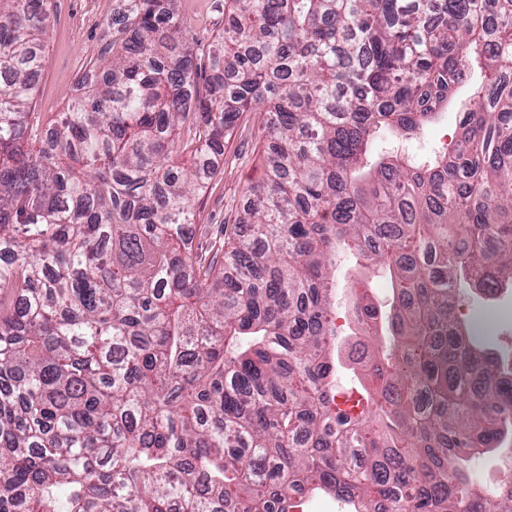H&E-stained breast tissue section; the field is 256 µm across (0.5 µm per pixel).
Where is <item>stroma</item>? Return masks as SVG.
Wrapping results in <instances>:
<instances>
[{"label":"stroma","instance_id":"35a3bbf8","mask_svg":"<svg viewBox=\"0 0 512 512\" xmlns=\"http://www.w3.org/2000/svg\"><path fill=\"white\" fill-rule=\"evenodd\" d=\"M115 5V0H53L36 111H64L76 77L112 39ZM177 5L184 21L182 36L197 54H206L218 30L232 25L224 15V0H177ZM263 120L257 112L243 114L224 141L217 175L195 199V222L209 225L211 234H220L224 225L235 223L247 203L246 188L266 178ZM458 137L459 114L448 109L402 146L422 154L455 143Z\"/></svg>","mask_w":512,"mask_h":512}]
</instances>
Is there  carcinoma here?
<instances>
[{"instance_id":"obj_1","label":"carcinoma","mask_w":512,"mask_h":512,"mask_svg":"<svg viewBox=\"0 0 512 512\" xmlns=\"http://www.w3.org/2000/svg\"><path fill=\"white\" fill-rule=\"evenodd\" d=\"M117 0L67 111H32L52 0H0V512H512L462 448L512 447V356L455 317L512 288V0ZM450 152L375 151L471 74ZM204 81L199 89L198 80ZM245 112L266 180L195 253L193 197ZM366 410L334 407L337 259ZM184 26L181 36L201 57L207 53L218 30L230 28L232 21L224 17V0H177ZM299 509L303 512H347L349 506L337 500L332 493L320 491L311 493ZM299 509L294 512H301Z\"/></svg>"}]
</instances>
